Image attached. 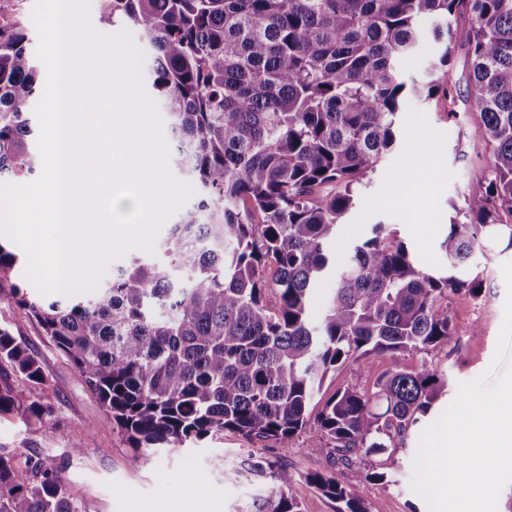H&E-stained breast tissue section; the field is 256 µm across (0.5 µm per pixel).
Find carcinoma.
<instances>
[{
  "instance_id": "obj_1",
  "label": "carcinoma",
  "mask_w": 512,
  "mask_h": 512,
  "mask_svg": "<svg viewBox=\"0 0 512 512\" xmlns=\"http://www.w3.org/2000/svg\"><path fill=\"white\" fill-rule=\"evenodd\" d=\"M464 15L480 132L493 154L441 242L447 265L419 267L379 224L336 267L328 244L355 205L354 186L396 145L409 97H449L434 80L405 77L420 23L440 20L434 73L456 41L441 21ZM102 18L132 23L154 49L170 163L199 201L172 225L168 263L135 256L95 295L45 302L16 281L18 257L0 244V291L78 371L100 422L137 450L226 431L283 441L307 428L331 463L385 451L445 386L429 367L396 365L371 393L347 386L315 415L309 407L325 375L356 355L445 348L453 328L442 303L482 289L459 275L480 235L506 228L512 246V0H102ZM27 42L24 23L0 28V181L39 165ZM330 277L313 323L311 299ZM19 378L45 381L37 354L0 327V416L56 428L52 407ZM274 479L264 512H299L286 494L293 475L282 469ZM310 479L338 512H367L359 489L334 472ZM0 512H77L61 463L44 455L22 466L0 448Z\"/></svg>"
}]
</instances>
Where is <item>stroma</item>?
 Listing matches in <instances>:
<instances>
[{
  "mask_svg": "<svg viewBox=\"0 0 512 512\" xmlns=\"http://www.w3.org/2000/svg\"><path fill=\"white\" fill-rule=\"evenodd\" d=\"M449 95L411 100L400 120L403 139L385 155L357 187L358 202L328 246L345 260L354 245L384 225L393 241L412 249L427 270L445 265L440 243L455 207L481 178L491 149L478 133L479 110L471 93L464 48H456L445 69ZM512 261V241L489 235L475 262L483 282L478 298H454L448 314L455 334L443 350L393 360L375 353L327 375L311 404H322L344 387L369 392L378 376L399 365L415 372L427 366L448 381L430 411L404 439L385 453L357 455L348 464L329 465L325 449L309 432L283 443L251 441L237 433L158 451L131 448L119 428L100 423L101 406L71 363L44 336L36 321L19 309L8 292H0V325L35 351L47 381L35 391L52 406L57 428L44 430L11 416L0 417V446L18 459L51 455L61 461L68 493L79 512H258L275 491L274 470L294 476L287 489L301 512H337V504L309 480L310 474L334 470L339 481L356 486L368 512H429L426 499L412 490L423 431L434 424L455 399L460 384L487 374L497 351L504 317L506 288L501 266ZM480 335H472V328ZM83 425L82 454L69 452L67 433ZM387 472L384 485L366 482L369 470Z\"/></svg>",
  "mask_w": 512,
  "mask_h": 512,
  "instance_id": "1",
  "label": "stroma"
}]
</instances>
